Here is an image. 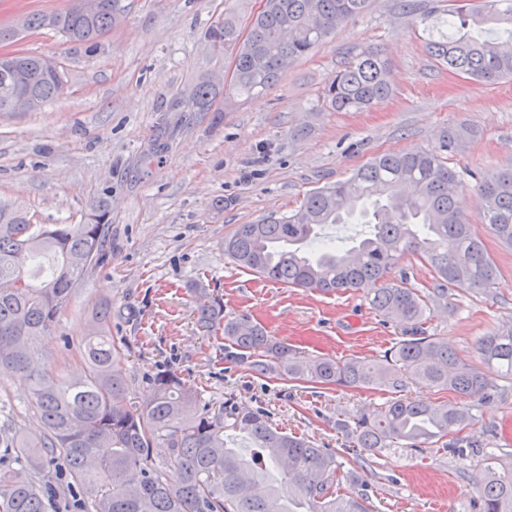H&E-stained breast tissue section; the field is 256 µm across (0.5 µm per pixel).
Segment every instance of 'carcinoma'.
Instances as JSON below:
<instances>
[{"label": "carcinoma", "instance_id": "obj_1", "mask_svg": "<svg viewBox=\"0 0 512 512\" xmlns=\"http://www.w3.org/2000/svg\"><path fill=\"white\" fill-rule=\"evenodd\" d=\"M69 0L67 9L27 16L32 30H52L93 50L114 24L120 0ZM368 0H265L246 35L224 16L207 40L230 54L233 70L224 108L269 90L287 66L307 56L336 26L361 15ZM409 13L417 12L408 5ZM419 13V12H417ZM418 24L429 31L428 48L448 68L485 84L512 78V0H453L448 17L424 10ZM26 66L31 82L18 86L14 64ZM63 78L45 58L20 53L0 59V111L22 100L39 110L61 96ZM217 85L209 78L177 93L170 112H209ZM392 93L389 62L369 49L351 52L322 91L334 112H365ZM464 131L446 134L433 149L386 152L347 180L309 193L286 215L241 224L224 239V256L263 278L293 288L337 293L366 291L380 315L404 324L408 336L381 359L365 361L311 355L268 336L247 316L226 317L214 297L196 309L206 336H224V359L247 365L263 378L321 386L385 389L395 394L381 409L344 418L336 430L352 448L376 452L395 443L412 448L441 445L457 451L473 423L470 409L431 405L400 396L409 381H423L463 397L482 398L489 383L482 370L457 356L424 328L425 295L403 276L388 275L406 255L434 269L433 294L448 289H486L499 269L482 239L455 207L462 187L448 166V151ZM483 220L499 243L512 249V172L477 178ZM372 232L346 248L320 239L326 224H345L354 213ZM108 211L99 206L82 224H33L23 210L0 203V376L16 374L32 385L39 433L19 435L4 452L21 462L0 467V512H47L73 487L56 490L40 478L53 455L80 489L76 512H372L364 494H340L343 471L336 454L269 423L260 409L229 396L206 402L200 391L170 369L150 377L153 397L127 402L124 345L112 339L111 310L92 315L82 341L84 376L63 381L43 363V346L60 311L85 272L102 262ZM483 363L512 379V322L478 340ZM245 436L249 447L228 442ZM168 448L158 462L153 448ZM287 481L296 494L285 498ZM482 512H512V466L488 462L476 478Z\"/></svg>", "mask_w": 512, "mask_h": 512}]
</instances>
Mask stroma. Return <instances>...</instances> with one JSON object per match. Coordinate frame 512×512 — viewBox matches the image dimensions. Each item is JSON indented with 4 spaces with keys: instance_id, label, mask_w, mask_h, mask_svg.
I'll use <instances>...</instances> for the list:
<instances>
[{
    "instance_id": "stroma-1",
    "label": "stroma",
    "mask_w": 512,
    "mask_h": 512,
    "mask_svg": "<svg viewBox=\"0 0 512 512\" xmlns=\"http://www.w3.org/2000/svg\"><path fill=\"white\" fill-rule=\"evenodd\" d=\"M399 2L369 0L277 85L228 112L220 99L212 112H171L167 103L198 78L230 75L231 58L212 51L206 33L227 14L248 27L259 0H121L119 21L94 51L48 30L22 34L7 51L50 59L67 91L37 111L0 112V201L37 224H76L93 206L110 207L108 259L77 283L44 348L58 378L84 373L79 344L106 303L112 334L128 349V402L145 404L151 374L167 367L204 399L234 395L284 431L335 450L359 476L341 491L365 494L374 512H480L475 478L487 457L512 462V380L485 368L491 396L470 399L473 445L462 454L399 444L359 452L337 432V415L375 411L391 392L253 376L224 360L223 338L199 333L196 298L185 288L202 280L225 315H249L307 353L379 358L406 331L364 292L322 294L259 279L225 258L224 239L238 225L296 209L377 154L432 148L464 127L469 138L448 155L463 182L457 205L499 275L486 289L429 295L425 327L476 365L478 339L512 321V249L483 224L474 180L512 169V80L486 85L448 72L426 48L428 31ZM360 48L388 59L391 96L367 112L321 110L325 83ZM153 147L157 156L144 162ZM33 403L25 380L0 378V449L16 432H37Z\"/></svg>"
}]
</instances>
